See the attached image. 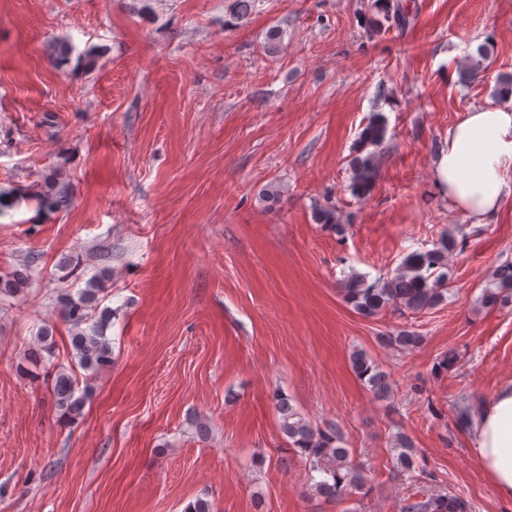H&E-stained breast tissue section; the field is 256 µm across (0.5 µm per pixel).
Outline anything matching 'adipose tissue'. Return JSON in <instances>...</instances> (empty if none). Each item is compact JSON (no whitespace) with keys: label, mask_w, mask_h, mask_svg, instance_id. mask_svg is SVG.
<instances>
[{"label":"adipose tissue","mask_w":512,"mask_h":512,"mask_svg":"<svg viewBox=\"0 0 512 512\" xmlns=\"http://www.w3.org/2000/svg\"><path fill=\"white\" fill-rule=\"evenodd\" d=\"M437 173L449 204L473 223L496 216L512 195V105L476 107L449 126ZM467 439L497 493L512 498V379L476 403Z\"/></svg>","instance_id":"ef3b65f1"}]
</instances>
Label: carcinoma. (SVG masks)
I'll list each match as a JSON object with an SVG mask.
<instances>
[{
  "label": "carcinoma",
  "instance_id": "obj_1",
  "mask_svg": "<svg viewBox=\"0 0 512 512\" xmlns=\"http://www.w3.org/2000/svg\"><path fill=\"white\" fill-rule=\"evenodd\" d=\"M256 0H230L227 12L234 22L248 18ZM366 27L379 31L384 23L394 21L400 26L408 23L409 17L393 0H373L370 13L364 15ZM388 131L387 117L376 112L369 118L360 132L350 160L352 194L362 199L373 188L379 155L376 148L384 142ZM45 190L37 196L39 208L60 210L66 207L70 197L65 189L56 188L52 176L44 180ZM315 221L325 229L342 236L346 225L336 217L332 207L316 210ZM457 247L453 235L444 233L433 247L407 255L400 266L391 273L382 274L373 281L367 276L352 272L341 282L344 300L356 313L371 318L391 308L411 313L436 306L445 300L453 272L448 263L449 254ZM38 257L28 255L22 265L13 271L0 275V296L14 297L30 287ZM497 288L488 290L483 302L489 306L507 307L512 304V264L501 266L496 273ZM101 292L99 280L92 278L77 295L62 293L58 301L62 318L72 326L71 346L76 352L78 365L85 371L101 369L112 362V347L105 335V320L92 321L89 310L97 303ZM54 326L43 324L35 336V342L28 350L29 362L33 365L46 364L54 355ZM386 342L401 349L415 348L421 336L401 330ZM351 368L364 381L370 391L384 398L390 392L388 376L379 370L373 359L363 350H355L350 357ZM55 407L62 415L75 419L82 414L88 388L79 386L73 368L60 366L56 369L51 385ZM274 404L279 414V430L291 449L308 463L311 490L329 503H341L354 491L365 489L368 484L367 468L356 461L352 449L345 447V440L336 425L323 426L312 423L296 408L288 395L277 392ZM396 447L400 466L410 471L416 465V450L412 441L404 434L396 436ZM400 512H470L468 501L453 494L419 497L415 494L403 500Z\"/></svg>",
  "mask_w": 512,
  "mask_h": 512
}]
</instances>
